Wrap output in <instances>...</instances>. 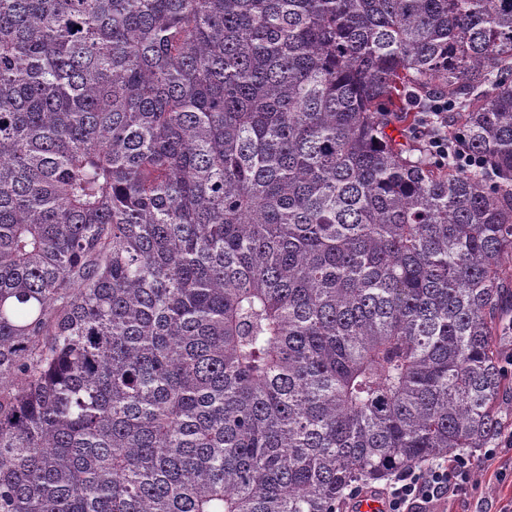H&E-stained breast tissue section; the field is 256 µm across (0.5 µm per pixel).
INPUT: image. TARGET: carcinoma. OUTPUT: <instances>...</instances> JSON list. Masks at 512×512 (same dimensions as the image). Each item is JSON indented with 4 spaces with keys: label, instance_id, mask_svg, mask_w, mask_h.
<instances>
[{
    "label": "carcinoma",
    "instance_id": "carcinoma-1",
    "mask_svg": "<svg viewBox=\"0 0 512 512\" xmlns=\"http://www.w3.org/2000/svg\"><path fill=\"white\" fill-rule=\"evenodd\" d=\"M509 261L512 0H0V512L489 448Z\"/></svg>",
    "mask_w": 512,
    "mask_h": 512
}]
</instances>
